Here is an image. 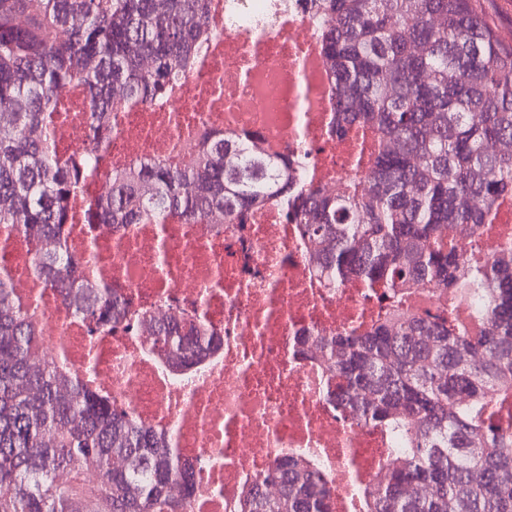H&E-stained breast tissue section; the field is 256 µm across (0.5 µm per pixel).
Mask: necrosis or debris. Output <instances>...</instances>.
I'll use <instances>...</instances> for the list:
<instances>
[{
    "mask_svg": "<svg viewBox=\"0 0 512 512\" xmlns=\"http://www.w3.org/2000/svg\"><path fill=\"white\" fill-rule=\"evenodd\" d=\"M210 23L218 37L186 81L162 102L113 113L112 141L98 176L78 192L76 212L106 195L113 166L183 163L206 132L250 137L284 156L306 152L325 185L352 173L361 155L356 135L330 134L323 78L302 75L315 44L306 12L288 0H212ZM58 99L64 111L52 134L67 159L89 144L85 100L68 86ZM67 245L90 280L112 288L130 311L175 307L223 339L185 381L149 351L145 333L89 334L38 277L30 245L0 226V279L34 318L41 354L89 375L113 404L171 435L197 468L188 512H240L243 493L273 459L300 452L327 469L336 512H356L352 491L390 460L391 442L326 399L325 376L301 354V340L366 327L381 307L357 281L328 287L283 210L254 209L224 225L79 220Z\"/></svg>",
    "mask_w": 512,
    "mask_h": 512,
    "instance_id": "necrosis-or-debris-1",
    "label": "necrosis or debris"
}]
</instances>
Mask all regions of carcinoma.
<instances>
[{
    "label": "carcinoma",
    "mask_w": 512,
    "mask_h": 512,
    "mask_svg": "<svg viewBox=\"0 0 512 512\" xmlns=\"http://www.w3.org/2000/svg\"><path fill=\"white\" fill-rule=\"evenodd\" d=\"M317 22L331 133L370 135L369 159L330 191L306 155L278 157L232 134L204 135L183 169L114 167L92 224H233L280 206L333 286L356 277L402 293L441 288L473 305L446 314L390 309L366 329L309 339L330 398L387 432L395 463L355 488L359 512H512V249L467 265L448 228L476 238L512 205V44L483 0H301ZM212 0H0V225L33 249L35 269L90 333L131 313L66 249L70 200L99 173L117 107L166 96L210 43ZM55 34L54 39L47 33ZM89 104L90 146L61 160L49 113L56 90ZM149 351L187 377L217 353L204 324L163 310ZM35 325L0 279V512H186L193 468L165 434L39 356ZM97 474L82 487L63 477ZM313 456L278 459L240 512H332Z\"/></svg>",
    "instance_id": "carcinoma-1"
}]
</instances>
